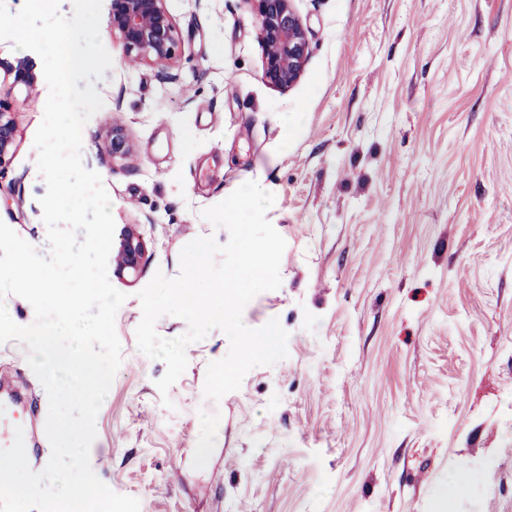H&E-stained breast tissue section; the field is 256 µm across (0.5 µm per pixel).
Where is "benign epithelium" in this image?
<instances>
[{
	"mask_svg": "<svg viewBox=\"0 0 512 512\" xmlns=\"http://www.w3.org/2000/svg\"><path fill=\"white\" fill-rule=\"evenodd\" d=\"M106 26L118 36L123 58L128 63L168 67L181 53V41L165 0H109ZM254 13L258 38L263 48L262 79L270 86L286 89L302 75L311 53L308 29L293 7V0H246ZM0 72L11 85L35 88L37 78L25 57L12 61L0 58ZM15 104L0 97V174L16 151ZM112 157L128 158L134 146L125 132L114 127L104 141ZM147 246L134 225L121 233L120 248L112 256L115 273L136 274L145 260Z\"/></svg>",
	"mask_w": 512,
	"mask_h": 512,
	"instance_id": "1",
	"label": "benign epithelium"
}]
</instances>
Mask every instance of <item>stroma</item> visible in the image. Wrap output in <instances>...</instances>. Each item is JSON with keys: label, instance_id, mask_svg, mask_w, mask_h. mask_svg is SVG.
<instances>
[{"label": "stroma", "instance_id": "stroma-1", "mask_svg": "<svg viewBox=\"0 0 512 512\" xmlns=\"http://www.w3.org/2000/svg\"><path fill=\"white\" fill-rule=\"evenodd\" d=\"M181 39L162 69L122 60L97 81L82 160L116 229L147 244L115 327L122 363L96 417L94 473L140 512H512V0H293L311 54L299 81L261 78L246 0H166ZM46 81L11 88L17 149L0 221L49 255L35 133ZM121 127L132 157L102 142ZM248 181L274 197L281 285L243 315L279 319L288 355L203 394L220 330L186 349L160 394L162 360L139 351L137 297L179 273L202 210ZM18 341L0 374L45 423L46 392ZM470 477L467 496L439 487Z\"/></svg>", "mask_w": 512, "mask_h": 512}]
</instances>
